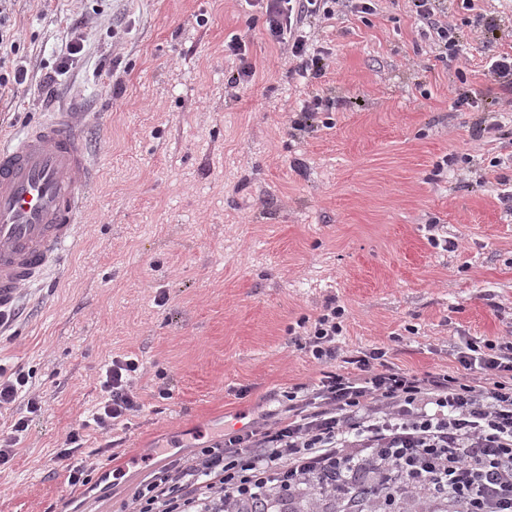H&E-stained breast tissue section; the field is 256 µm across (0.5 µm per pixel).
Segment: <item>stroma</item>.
<instances>
[{
    "label": "stroma",
    "mask_w": 512,
    "mask_h": 512,
    "mask_svg": "<svg viewBox=\"0 0 512 512\" xmlns=\"http://www.w3.org/2000/svg\"><path fill=\"white\" fill-rule=\"evenodd\" d=\"M446 5L456 59H438L410 0H379L371 15L306 24L329 59L302 79L249 0H12L28 73L0 91V137L77 107L100 180L64 270L24 291L17 337L0 343L41 404L0 411V434L29 418L0 468V512H122L171 460L283 409L321 376L287 329L327 299L345 310L341 355L380 348L411 372L460 374V337L512 336V210L499 200L512 121L483 131L506 95L488 62L512 40L477 23L512 28V0ZM75 22L84 51L46 96ZM234 36L256 77L228 91ZM461 90L474 105L457 112ZM316 96L333 109L294 130ZM451 153L457 168L433 176ZM122 354L144 367L123 444L89 432L60 459L100 401V366ZM79 464L91 481L74 487Z\"/></svg>",
    "instance_id": "obj_1"
}]
</instances>
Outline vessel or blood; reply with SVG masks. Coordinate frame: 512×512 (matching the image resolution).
I'll return each mask as SVG.
<instances>
[{"instance_id": "b4317fda", "label": "vessel or blood", "mask_w": 512, "mask_h": 512, "mask_svg": "<svg viewBox=\"0 0 512 512\" xmlns=\"http://www.w3.org/2000/svg\"><path fill=\"white\" fill-rule=\"evenodd\" d=\"M94 174L85 122L61 111L22 137L0 138V310L62 264Z\"/></svg>"}]
</instances>
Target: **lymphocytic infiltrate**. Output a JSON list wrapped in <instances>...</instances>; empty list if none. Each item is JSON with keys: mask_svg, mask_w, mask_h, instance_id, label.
Returning <instances> with one entry per match:
<instances>
[{"mask_svg": "<svg viewBox=\"0 0 512 512\" xmlns=\"http://www.w3.org/2000/svg\"><path fill=\"white\" fill-rule=\"evenodd\" d=\"M413 5L424 37L441 57L456 58L455 30L437 19L434 0ZM374 9L375 0H266L265 31L271 42L287 45L300 74L317 76L326 53L309 48L305 20ZM343 316L330 300L316 317L298 320L294 344L326 370L305 395L287 393L285 417L227 435L194 461L161 469L135 494L131 512H206L215 499L235 512L237 501L261 502L270 485L295 492L330 475L338 479L336 512H383L390 504L411 512L420 499L454 502L453 512H512V336L461 337L454 350L461 377L402 370L380 348L346 357L349 372L337 373L327 365L338 357ZM140 377L138 359L108 360L100 375L103 400L68 433L60 458L82 448L88 429L106 447L119 445V425L142 408ZM29 379L23 368L0 366V410L23 397L29 413L39 411ZM361 463L382 490L376 499L346 484Z\"/></svg>", "mask_w": 512, "mask_h": 512, "instance_id": "lymphocytic-infiltrate-1", "label": "lymphocytic infiltrate"}]
</instances>
